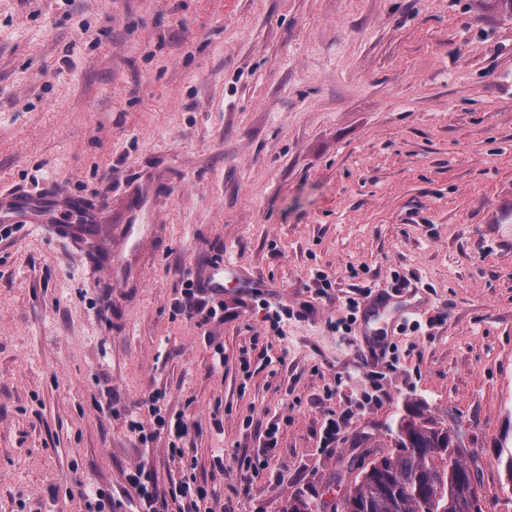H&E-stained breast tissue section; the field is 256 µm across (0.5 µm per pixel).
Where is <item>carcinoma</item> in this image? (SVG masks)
Segmentation results:
<instances>
[{
    "label": "carcinoma",
    "instance_id": "cac0c4a2",
    "mask_svg": "<svg viewBox=\"0 0 512 512\" xmlns=\"http://www.w3.org/2000/svg\"><path fill=\"white\" fill-rule=\"evenodd\" d=\"M368 443V436L359 441ZM372 447L380 449L374 461L351 467L357 474L345 489L350 512H483L470 492L481 467L457 430L409 409Z\"/></svg>",
    "mask_w": 512,
    "mask_h": 512
}]
</instances>
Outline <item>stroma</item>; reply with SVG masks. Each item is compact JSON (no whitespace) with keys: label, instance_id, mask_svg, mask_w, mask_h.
Wrapping results in <instances>:
<instances>
[{"label":"stroma","instance_id":"obj_1","mask_svg":"<svg viewBox=\"0 0 512 512\" xmlns=\"http://www.w3.org/2000/svg\"><path fill=\"white\" fill-rule=\"evenodd\" d=\"M1 193L106 205L124 238L105 273L96 241L0 223V512H88L96 488L137 512L138 463L162 502L192 476L215 512L319 508L410 406L461 424L512 512V18L492 0H0ZM224 263L248 287L212 291ZM152 393L190 420L183 461L128 429Z\"/></svg>","mask_w":512,"mask_h":512}]
</instances>
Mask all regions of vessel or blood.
Returning <instances> with one entry per match:
<instances>
[{
	"instance_id": "1",
	"label": "vessel or blood",
	"mask_w": 512,
	"mask_h": 512,
	"mask_svg": "<svg viewBox=\"0 0 512 512\" xmlns=\"http://www.w3.org/2000/svg\"><path fill=\"white\" fill-rule=\"evenodd\" d=\"M78 202H65L56 211H48L40 200L17 195H0V220L5 222L20 218L34 223L52 221L58 223L61 233L79 239L98 241L102 250H109L112 242L111 225L102 223L99 211H91L87 223L80 224L74 215L81 210Z\"/></svg>"
}]
</instances>
